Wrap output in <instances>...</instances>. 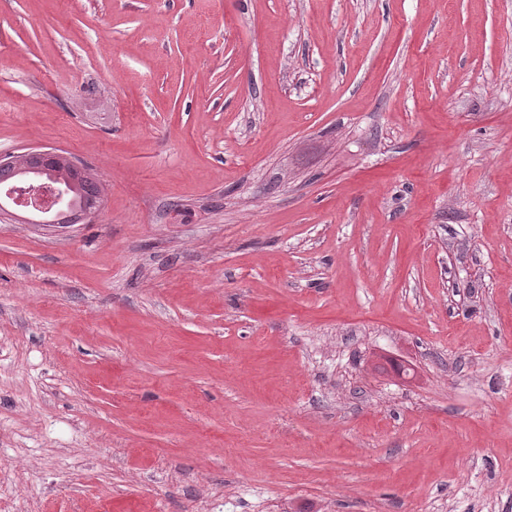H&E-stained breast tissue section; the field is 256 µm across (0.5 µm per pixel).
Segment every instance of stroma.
Here are the masks:
<instances>
[{
	"instance_id": "obj_1",
	"label": "stroma",
	"mask_w": 512,
	"mask_h": 512,
	"mask_svg": "<svg viewBox=\"0 0 512 512\" xmlns=\"http://www.w3.org/2000/svg\"><path fill=\"white\" fill-rule=\"evenodd\" d=\"M0 512H512V0H0ZM21 158L23 161H21ZM63 161H69L73 167L82 170L81 165L71 156L59 149H34L12 155H0V165L13 167L18 174L37 173L45 175L48 182L28 187L14 188L6 192V197L15 201H26L34 206V214L45 217L43 220L31 221L22 218L20 221H27L34 224H59L61 215L56 213L54 207L67 202L72 207L75 198L70 194L75 191L72 181H64L57 177L55 168ZM56 184H64L65 187ZM19 195L18 197L16 195ZM59 172H62L63 178H73L77 180V197L79 201L85 204L101 203L102 190L100 182L92 177H77L69 167L61 166Z\"/></svg>"
}]
</instances>
